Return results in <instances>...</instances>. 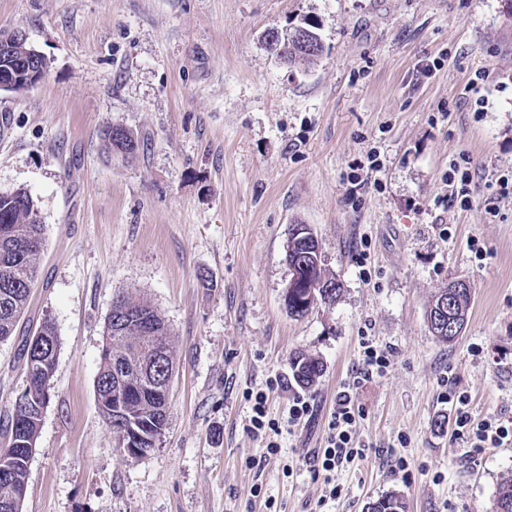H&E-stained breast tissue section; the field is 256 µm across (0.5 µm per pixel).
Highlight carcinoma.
<instances>
[{"label": "carcinoma", "mask_w": 512, "mask_h": 512, "mask_svg": "<svg viewBox=\"0 0 512 512\" xmlns=\"http://www.w3.org/2000/svg\"><path fill=\"white\" fill-rule=\"evenodd\" d=\"M277 56L290 64H314L324 53V44L308 20L288 32L268 31ZM30 62L24 57L1 56L0 71L26 78ZM104 146L112 152L131 155L138 143L124 127L114 126L104 133ZM307 245L302 236L288 233V260H306ZM44 250V225L38 219L31 194L25 188L0 192V342L14 333L24 314L31 289L37 279ZM340 289L328 296L305 299L300 289L288 295V312L306 315L317 301L334 303ZM472 292L448 291L449 315L467 323ZM47 337L40 352H28L22 345L25 379L21 394L29 402L13 401L0 435L7 444L0 448V512H15V489L27 484L29 462L17 452L19 442L37 443L41 423L32 412L51 400L59 338L54 323L46 318L38 327ZM172 333L158 310L148 302L122 295L116 298L105 320L104 342L95 381V396H112V424L117 449L125 453L126 435L140 433L136 447L143 452L155 448L168 424V398L154 390L158 379L173 374ZM321 361L300 353L292 362V378L301 388H309L320 378ZM368 512H407L399 494L385 496L368 506ZM494 512H512V478L499 487Z\"/></svg>", "instance_id": "cac0c4a2"}]
</instances>
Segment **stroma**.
<instances>
[{"label":"stroma","instance_id":"35a3bbf8","mask_svg":"<svg viewBox=\"0 0 512 512\" xmlns=\"http://www.w3.org/2000/svg\"><path fill=\"white\" fill-rule=\"evenodd\" d=\"M304 18L325 51L283 65L266 34ZM1 29L25 31L46 61L36 86L0 94V192L26 188L45 227L21 327L48 318L60 339L22 512H268L270 498L281 512H366L393 493L408 512H493L512 445L467 454L439 394L450 375L476 419L512 417V195L493 187L512 169V0H0ZM479 70L474 103L461 91ZM115 125L134 156L105 153ZM373 150L382 168L354 186L351 164ZM454 159L473 175L465 209L448 202ZM295 224L342 288L301 318L284 303ZM455 278L474 295L443 344L426 307ZM121 294L173 331L167 429L136 459L95 399ZM366 337L391 366L354 395L366 450L336 469L346 493L333 500L313 452ZM20 344L0 342V418L23 386ZM298 352L324 365L304 390ZM258 390L282 423L295 395L313 404L268 457L248 431Z\"/></svg>","mask_w":512,"mask_h":512}]
</instances>
